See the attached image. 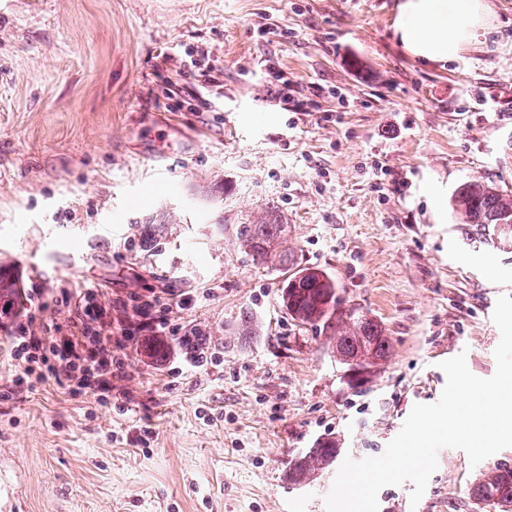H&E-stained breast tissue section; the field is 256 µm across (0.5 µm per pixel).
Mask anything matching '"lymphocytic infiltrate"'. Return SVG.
<instances>
[{
    "label": "lymphocytic infiltrate",
    "mask_w": 512,
    "mask_h": 512,
    "mask_svg": "<svg viewBox=\"0 0 512 512\" xmlns=\"http://www.w3.org/2000/svg\"><path fill=\"white\" fill-rule=\"evenodd\" d=\"M34 294L69 308L70 322L66 332L57 336L35 334L32 310L10 324V359L15 372L8 395L30 391L52 377L66 381L72 397L94 393L107 399L113 380L128 373L127 342L142 336L176 335L179 370L195 371L213 362L211 344L202 330L176 334L169 317L171 303L161 295L120 298L107 308L98 303V291L92 287L59 288L51 293L38 288Z\"/></svg>",
    "instance_id": "1"
}]
</instances>
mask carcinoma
Instances as JSON below:
<instances>
[{"label": "carcinoma", "instance_id": "obj_1", "mask_svg": "<svg viewBox=\"0 0 512 512\" xmlns=\"http://www.w3.org/2000/svg\"><path fill=\"white\" fill-rule=\"evenodd\" d=\"M454 206L470 225L472 234L484 240H495L512 233V195L493 183L469 180L457 189ZM281 224H244L239 232L241 247L258 262L275 256L288 266V250L273 251L281 238ZM299 278H291L282 288L281 302L288 315L302 325L318 328L328 336L336 362L349 365L360 358L363 349H371L375 360H383L390 350V340L382 327L357 311L339 312L334 280L319 268L298 270ZM22 305V283L14 269L0 262V317L14 315ZM341 454L339 444L326 440L314 444L288 467V481L294 484L311 481L336 462ZM479 502L512 503V467L500 464L482 475L474 488Z\"/></svg>", "mask_w": 512, "mask_h": 512}]
</instances>
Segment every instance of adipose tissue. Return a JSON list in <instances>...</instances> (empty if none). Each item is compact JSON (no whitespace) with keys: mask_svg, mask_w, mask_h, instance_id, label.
<instances>
[{"mask_svg":"<svg viewBox=\"0 0 512 512\" xmlns=\"http://www.w3.org/2000/svg\"><path fill=\"white\" fill-rule=\"evenodd\" d=\"M491 16L488 0H400L395 35L415 59L445 64L489 28Z\"/></svg>","mask_w":512,"mask_h":512,"instance_id":"ef3b65f1","label":"adipose tissue"}]
</instances>
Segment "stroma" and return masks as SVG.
<instances>
[{
	"label": "stroma",
	"instance_id": "obj_1",
	"mask_svg": "<svg viewBox=\"0 0 512 512\" xmlns=\"http://www.w3.org/2000/svg\"><path fill=\"white\" fill-rule=\"evenodd\" d=\"M490 4L489 30L432 65L398 42V0H0V259L105 306L190 298L172 324L217 351L177 376L174 337L141 339L107 402L50 379L0 403L20 512H326L336 468L295 485L291 457L323 439L381 455L459 353L493 376L512 242L471 238L451 205L476 178L512 191V0ZM273 220L293 267L389 336L359 388L283 308L288 270L241 248L240 225ZM437 459L418 505L407 482L379 512H503L473 491L512 447Z\"/></svg>",
	"mask_w": 512,
	"mask_h": 512
}]
</instances>
